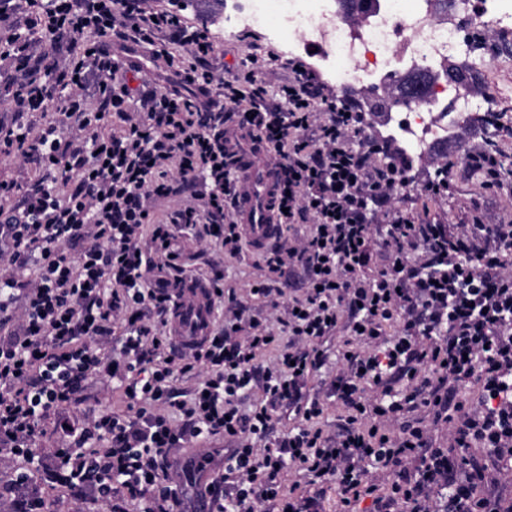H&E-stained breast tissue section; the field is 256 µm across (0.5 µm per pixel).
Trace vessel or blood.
Listing matches in <instances>:
<instances>
[{
  "label": "vessel or blood",
  "instance_id": "obj_1",
  "mask_svg": "<svg viewBox=\"0 0 512 512\" xmlns=\"http://www.w3.org/2000/svg\"><path fill=\"white\" fill-rule=\"evenodd\" d=\"M224 147L236 160V176L242 186L235 212L249 249L256 252L273 244L279 234L274 162L256 136L238 129H225ZM212 315L206 286L194 277H184L183 288L172 302V335L182 343H201L210 329Z\"/></svg>",
  "mask_w": 512,
  "mask_h": 512
}]
</instances>
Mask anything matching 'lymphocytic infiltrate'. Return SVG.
Here are the masks:
<instances>
[{"label": "lymphocytic infiltrate", "instance_id": "obj_1", "mask_svg": "<svg viewBox=\"0 0 512 512\" xmlns=\"http://www.w3.org/2000/svg\"><path fill=\"white\" fill-rule=\"evenodd\" d=\"M20 5L24 25L0 40V58L16 72L0 154L34 152L68 187L0 182V329L10 330L0 339V446L35 461V425L53 419L72 439L58 454L72 479L107 500L135 497L142 512H187L171 458L217 437L228 446L223 477L205 491L213 512L267 502L317 512L327 482L337 485L340 512H512L490 494L512 474V224L477 210L455 233L395 215L383 241L390 261L365 278L370 225L410 163L366 137L355 102L333 97L299 62L274 102L250 75L224 81L219 101L176 89L138 95L131 82L142 67L120 47L148 50L157 68L204 89L213 82L211 37L147 0H0V13ZM38 30L53 46L35 58ZM163 36L198 68L184 71L158 47ZM90 86L93 109L83 97ZM55 99L69 131L53 122L33 130L31 117ZM228 123L256 131L272 152L280 225L310 227L305 239L281 237L261 252L266 277L251 300L293 276L305 289L272 325L209 281L224 322L181 347L167 315L183 239H210L232 258L246 248L231 213ZM374 154L386 165L372 166ZM186 185L192 203L156 220L155 203ZM340 331L348 368L332 388L344 421L330 436L322 403L305 389L323 365L321 342ZM204 365L206 379L177 400L173 381ZM92 379L119 384L127 408L77 429L64 412ZM470 383L480 389L474 406L457 398ZM248 391L256 402L245 411ZM419 410L449 424L447 447H432ZM281 411L300 423L274 439ZM292 468L303 480L288 485Z\"/></svg>", "mask_w": 512, "mask_h": 512}]
</instances>
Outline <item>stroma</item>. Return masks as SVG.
I'll use <instances>...</instances> for the list:
<instances>
[{
	"instance_id": "stroma-1",
	"label": "stroma",
	"mask_w": 512,
	"mask_h": 512,
	"mask_svg": "<svg viewBox=\"0 0 512 512\" xmlns=\"http://www.w3.org/2000/svg\"><path fill=\"white\" fill-rule=\"evenodd\" d=\"M222 0H197L196 7L184 14L185 20L208 29L213 37L209 63L215 78L253 73L257 84L274 98L280 84L287 80L289 62L303 63L314 69L313 58L292 52L287 41L271 39L265 29H232L211 25L210 20L223 11ZM478 39L490 48L494 56L486 65L475 68L478 85L473 91L482 108L502 112V123L495 131L486 130L476 119L457 121L446 143L439 149L414 157L408 175V186L396 189L389 203L391 209L413 217L429 216L438 224H466L473 208H480L502 222H512V174L501 175L502 187L487 191L482 172L473 168L468 157L484 150L487 141H495L506 160H512V40H504L500 32L488 28ZM449 169L447 192L427 198L425 188L434 182L440 169ZM259 256L244 251L237 258L226 257L215 244L188 241L184 244V272L197 278L222 275L226 293L247 299L251 286L263 278ZM36 445L40 462L34 467L27 484L18 486L14 480L24 467L22 457L9 449L0 450V488L7 492L6 512H28L33 499H41L45 512H112L110 503L98 499L88 490H72L57 466V452L67 447V438L52 420L41 421L37 428Z\"/></svg>"
}]
</instances>
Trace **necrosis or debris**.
<instances>
[{
    "label": "necrosis or debris",
    "mask_w": 512,
    "mask_h": 512,
    "mask_svg": "<svg viewBox=\"0 0 512 512\" xmlns=\"http://www.w3.org/2000/svg\"><path fill=\"white\" fill-rule=\"evenodd\" d=\"M448 16L436 19L427 0H379L366 24L346 26L336 0H232L227 21L234 28L272 26L273 36L287 37L293 50L313 53L317 64L339 85L362 81L379 85L412 65L427 66L438 77L426 101L394 113L395 134L411 153L419 154L447 139L458 117L472 105L439 69L444 61L465 56L484 64L487 47L476 34L489 25L512 36V6L507 0H448Z\"/></svg>",
    "instance_id": "1"
}]
</instances>
